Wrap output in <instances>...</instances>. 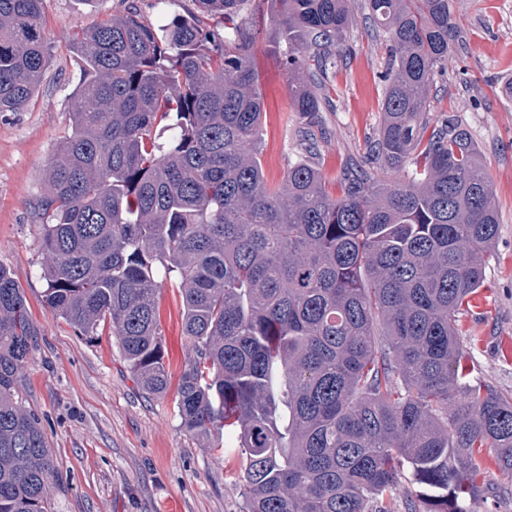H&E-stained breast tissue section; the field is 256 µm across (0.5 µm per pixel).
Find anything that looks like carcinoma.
Returning <instances> with one entry per match:
<instances>
[{
    "mask_svg": "<svg viewBox=\"0 0 512 512\" xmlns=\"http://www.w3.org/2000/svg\"><path fill=\"white\" fill-rule=\"evenodd\" d=\"M277 10L294 111H322L348 0ZM389 54L369 167L332 196L312 159L269 186L255 0H188L162 29L136 0L71 37L72 129L43 170L45 302L112 329L142 389L168 388L157 298L174 273L190 340L182 429L238 448L241 512H470L489 451L512 476V395L463 381L457 328L498 234L491 180L428 89L455 36L448 0H367ZM43 0H0V114L42 84ZM388 174L381 178L376 172ZM37 329L0 267V512H52L57 472L20 396Z\"/></svg>",
    "mask_w": 512,
    "mask_h": 512,
    "instance_id": "cac0c4a2",
    "label": "carcinoma"
}]
</instances>
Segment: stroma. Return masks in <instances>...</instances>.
Instances as JSON below:
<instances>
[{"label": "stroma", "mask_w": 512, "mask_h": 512, "mask_svg": "<svg viewBox=\"0 0 512 512\" xmlns=\"http://www.w3.org/2000/svg\"><path fill=\"white\" fill-rule=\"evenodd\" d=\"M366 0H349L352 24L337 48L327 103L303 117L288 96L278 26L264 21L256 50L264 104L260 161L277 184L306 153L308 131L315 162L331 189L344 168L364 166L382 121L385 45L369 19ZM121 0H44L52 46L44 81L21 112L0 116V266L19 281L37 327L24 372L22 397L38 415L62 487L55 512H240L237 449L201 447L180 426L175 390L147 395L134 379L111 330L87 339L44 304L43 169L71 130L70 94L82 74L68 38L121 9ZM457 27L448 66L435 76L428 98L431 122L453 118L471 135L491 178L499 228L485 256L483 310L459 315L465 349L462 368L471 382L512 393V358L500 347L512 337V0H450ZM166 365L179 378L189 340L174 282L158 295ZM512 483L495 462L484 474L487 492L472 512H512Z\"/></svg>", "instance_id": "1"}]
</instances>
